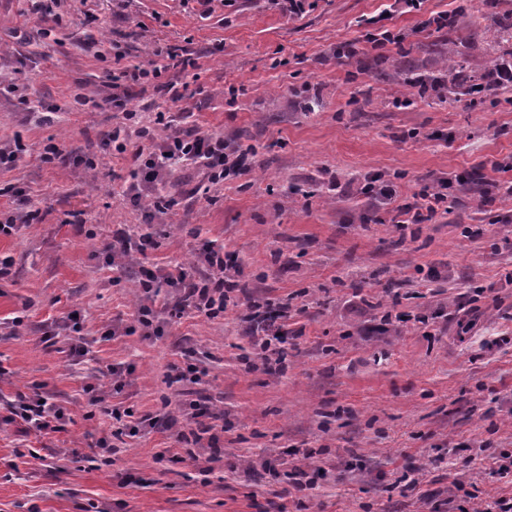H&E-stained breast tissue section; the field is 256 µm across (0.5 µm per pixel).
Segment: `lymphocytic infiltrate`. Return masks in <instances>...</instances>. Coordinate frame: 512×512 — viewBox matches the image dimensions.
I'll return each mask as SVG.
<instances>
[{"label": "lymphocytic infiltrate", "instance_id": "1", "mask_svg": "<svg viewBox=\"0 0 512 512\" xmlns=\"http://www.w3.org/2000/svg\"><path fill=\"white\" fill-rule=\"evenodd\" d=\"M123 58L120 52L113 56L118 67L109 76L110 101L114 108L121 110L124 120L136 124L144 145L136 154L139 166L132 173L133 181L123 189L122 195L133 205H146L151 223L160 224L177 204L175 197L162 194L174 168L199 169L210 183L217 184L245 170L249 154L225 142L220 134L194 124L180 125L175 116L127 110L128 90L133 84L150 86L170 94L172 99H181L176 82L165 80L164 75L171 70L184 73L196 69V58L175 45L154 47L148 62L133 68L124 67ZM382 196L385 203L392 206L393 223L402 226L431 221L447 201L446 194L439 190L422 191L413 201L403 204L399 203L395 189L383 190ZM204 259L215 271L214 276L206 279L197 277L192 269L181 264L156 271L141 269L138 284L146 302L140 306L136 320L143 328L152 327L153 310L149 302L158 297L160 288L165 286L178 291L179 314L210 318L226 309L235 283L224 271V252L207 247ZM67 417L63 407L24 395L12 404L9 415L10 421L20 422L25 430L39 433L58 431Z\"/></svg>", "mask_w": 512, "mask_h": 512}]
</instances>
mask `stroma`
I'll return each instance as SVG.
<instances>
[{"label": "stroma", "instance_id": "35a3bbf8", "mask_svg": "<svg viewBox=\"0 0 512 512\" xmlns=\"http://www.w3.org/2000/svg\"><path fill=\"white\" fill-rule=\"evenodd\" d=\"M461 2L410 12L400 0H318L291 18L267 0H58L65 24L43 39L32 0H0V138L28 147L0 168V212L38 213L0 237L13 259L0 280V512H448L461 490L512 497V476L497 472L512 454V197L479 194L494 163L512 161V88L394 104L403 61L444 75L454 59L475 79L491 60L512 61V30L497 24L512 0H473L470 13ZM383 12L409 32L402 47L363 43L362 19ZM439 12L453 26L424 27ZM344 41L359 53L340 63ZM116 44L129 65L165 44L199 57L173 76L194 97L135 86L128 109L187 112L255 148L246 173L194 196L201 173L176 169L179 204L163 225L118 194L140 139L130 125L125 152L105 143L122 120L106 76ZM50 105L53 123L29 120ZM50 138L69 160L40 163ZM441 179L447 212L392 223L381 187L409 199ZM123 224L152 233V269L182 263L205 276L206 245L222 246L248 298L214 319L162 314L145 334L134 318L143 297L105 250ZM250 298L290 304L285 368L263 363ZM73 313L86 349L77 365L43 341ZM192 367L205 377L177 394L171 379ZM92 387L155 426L117 433ZM21 392L65 407L63 429L8 422ZM194 400L224 418L219 460L204 449L189 458L177 440ZM104 436L107 459L93 451ZM305 462L320 470L312 490L287 493V472Z\"/></svg>", "mask_w": 512, "mask_h": 512}]
</instances>
